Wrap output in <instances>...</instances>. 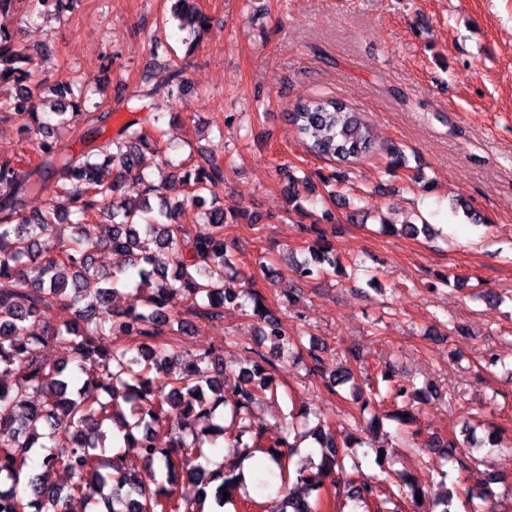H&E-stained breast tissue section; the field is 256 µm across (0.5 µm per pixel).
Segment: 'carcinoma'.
<instances>
[{
    "label": "carcinoma",
    "instance_id": "obj_1",
    "mask_svg": "<svg viewBox=\"0 0 512 512\" xmlns=\"http://www.w3.org/2000/svg\"><path fill=\"white\" fill-rule=\"evenodd\" d=\"M191 31H202L209 17L196 5L178 15ZM31 58L14 36L0 29V85L18 90L0 98V112L22 120L21 129L35 136L37 163L21 173L10 158H0V512H67L75 497L92 499L105 512H196L194 505L212 498L217 508L228 502L240 481L235 468L216 463L203 451L206 438L224 434V425L214 422L218 408L231 406L238 421L230 447L248 456L260 447L262 432L246 423L250 408L267 391L270 374L258 362L242 370V383L232 400L224 398V358L217 349L206 348L195 360H180L176 337L183 333L186 316L219 319L224 305L246 307L252 295L229 287L237 277L232 256L224 250V208L216 189L224 184V168L209 148L198 149L201 161L174 166L172 178L181 183L183 197H167L169 184H149L144 196L127 201L124 179L144 174L151 140L142 127L129 123L116 137L91 148L74 151L52 139L50 120L37 112L43 82L29 68ZM89 83L62 85L74 96L70 105L53 112L59 124L80 126L85 113L81 103ZM111 116L103 112L92 120L82 140H97ZM289 121L310 152L340 164L371 155L376 143L370 124L360 113L335 98L299 97ZM116 170L112 182L100 174ZM49 191L66 195L72 208L53 205L29 213L25 199ZM191 203L201 209V227L188 236L176 222L178 211ZM75 216L76 235L61 239L56 225ZM109 221L107 235L97 234L101 218ZM111 248L121 256V266L100 272L93 266L94 250ZM313 260L296 268L310 278L336 267L335 249L326 232H319L312 248ZM137 271L130 304L119 314L113 297L126 269ZM183 312L171 309L173 299ZM54 310H69L71 318L60 325L50 322ZM253 314L265 324L264 336L274 348L288 355L298 342L287 335L279 321L265 314L254 301ZM44 321L41 336L27 333L29 320ZM55 343L66 358L46 363L41 348ZM419 390L410 382L371 389V399H386L400 405L394 418L403 424L407 400ZM123 432L116 453L108 452L107 429ZM170 434L169 446L157 445L158 435ZM320 468L338 473L346 459L361 467L357 449L364 442L339 445L329 433L318 434ZM276 445L283 452L271 454L278 474L275 506L270 512H321L318 483L309 482L311 459L297 456L296 445L283 435ZM428 448H446L440 454L466 472L472 458L457 452L454 441H425ZM43 450L41 466L51 470L62 465L73 477L63 490L42 477L21 478L28 452ZM157 465L165 481L151 490L139 484L135 472L125 466L128 456ZM498 479H486L463 492L439 494L438 512H459L454 499L464 503V512H486L483 503L492 496ZM226 490H221V487ZM424 487L403 476L392 486L373 478H359L348 497L368 507L367 512H402L397 503L413 502Z\"/></svg>",
    "mask_w": 512,
    "mask_h": 512
}]
</instances>
